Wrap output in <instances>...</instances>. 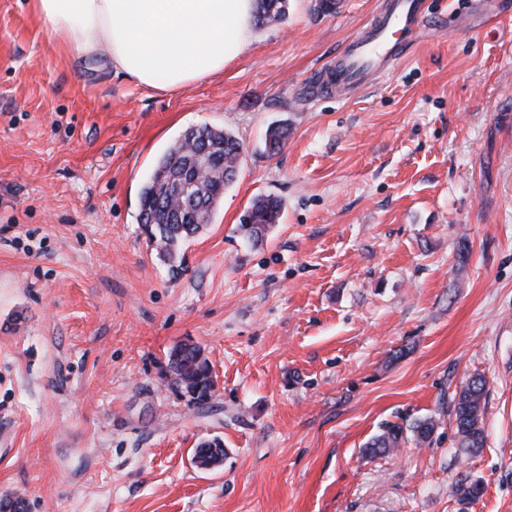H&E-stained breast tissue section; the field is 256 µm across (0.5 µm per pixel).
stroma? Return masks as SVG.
<instances>
[{"label":"stroma","mask_w":512,"mask_h":512,"mask_svg":"<svg viewBox=\"0 0 512 512\" xmlns=\"http://www.w3.org/2000/svg\"><path fill=\"white\" fill-rule=\"evenodd\" d=\"M288 0L223 74L170 93L0 0V498L24 512H512V9L422 0L402 59L321 88L387 0ZM287 122L285 146L265 147ZM243 153L171 279L140 191L187 129ZM281 199L252 245L251 201ZM199 346L208 411L169 384ZM485 376L486 444L448 407ZM431 439L366 448L386 422ZM214 437L224 460L194 450ZM481 481L458 503L454 486ZM224 456V444L219 438L201 442L194 451V460L203 468L220 463Z\"/></svg>","instance_id":"1"}]
</instances>
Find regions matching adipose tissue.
<instances>
[{"instance_id": "obj_1", "label": "adipose tissue", "mask_w": 512, "mask_h": 512, "mask_svg": "<svg viewBox=\"0 0 512 512\" xmlns=\"http://www.w3.org/2000/svg\"><path fill=\"white\" fill-rule=\"evenodd\" d=\"M51 38L139 86L173 92L218 75L255 39L254 0H35Z\"/></svg>"}]
</instances>
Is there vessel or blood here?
I'll return each instance as SVG.
<instances>
[{"label":"vessel or blood","mask_w":512,"mask_h":512,"mask_svg":"<svg viewBox=\"0 0 512 512\" xmlns=\"http://www.w3.org/2000/svg\"><path fill=\"white\" fill-rule=\"evenodd\" d=\"M421 23V0H391L337 57L332 70L336 87L350 91L373 82L394 64L399 47L410 43Z\"/></svg>","instance_id":"b4317fda"}]
</instances>
